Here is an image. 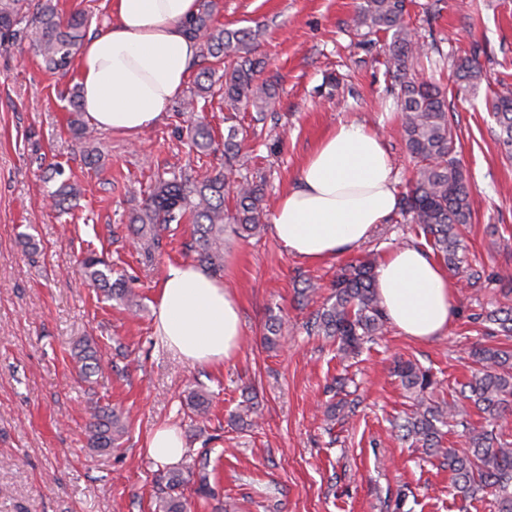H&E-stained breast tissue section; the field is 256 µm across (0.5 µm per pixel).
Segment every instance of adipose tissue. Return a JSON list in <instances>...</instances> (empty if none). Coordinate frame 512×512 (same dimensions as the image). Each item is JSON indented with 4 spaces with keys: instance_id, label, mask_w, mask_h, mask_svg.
Returning a JSON list of instances; mask_svg holds the SVG:
<instances>
[{
    "instance_id": "1",
    "label": "adipose tissue",
    "mask_w": 512,
    "mask_h": 512,
    "mask_svg": "<svg viewBox=\"0 0 512 512\" xmlns=\"http://www.w3.org/2000/svg\"><path fill=\"white\" fill-rule=\"evenodd\" d=\"M198 0H112V23L85 42L79 78L85 112L102 129L136 136L168 112L184 89L197 45L187 24ZM393 160L382 139L359 123L336 125L305 160L272 217L288 253L321 262L359 246L386 223L398 203ZM390 323L426 341L454 318V283L445 266L416 245L393 249L376 269ZM155 332L189 364H218L240 347L236 295L200 266H169L159 284ZM149 456L163 465L186 448L173 427L148 436Z\"/></svg>"
}]
</instances>
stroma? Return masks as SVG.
Instances as JSON below:
<instances>
[{
    "instance_id": "35a3bbf8",
    "label": "stroma",
    "mask_w": 512,
    "mask_h": 512,
    "mask_svg": "<svg viewBox=\"0 0 512 512\" xmlns=\"http://www.w3.org/2000/svg\"><path fill=\"white\" fill-rule=\"evenodd\" d=\"M363 0H216L215 26L257 31L263 76L279 81L276 128L247 138L242 171L263 181L264 207L274 213L305 158L337 124L376 131L394 163L396 191L413 167L399 132L396 98L385 60L391 36L360 44L347 23ZM408 22L425 51L443 52L431 78L455 86V60L480 45L483 79L476 94L450 97L458 156L475 200L465 246L484 276L470 284L454 275L456 317L447 335L428 341L389 328L354 359L306 323L331 293L337 270L371 252L416 243L412 225L392 215L355 249L310 262L288 253L271 231L224 235L225 286L237 296L242 341L235 356L193 366L154 334L159 282L172 264L194 262L190 227L172 225L161 251L145 255L130 219L153 188L157 170L220 167L218 153L191 148L194 121L224 138V102L196 98L188 80L180 98L137 136L95 130L75 138L68 127L78 64L66 74L46 71L27 38L0 44V512H155L154 479L162 472L147 455L149 434L177 427L186 442L181 467L210 454V495L194 485L187 512H496L495 498L462 502L451 475L420 450L398 440L391 422L410 405L393 373L397 359L430 369L435 399L450 398L470 377L472 352L484 342L476 316L512 308L502 275H512V157L493 130L488 101L512 87V0H412ZM196 98L195 110L185 101ZM76 200L56 206L61 184ZM111 260L141 307L130 310L85 280L77 266L87 253ZM319 286L297 303L303 279ZM288 326L279 346L263 344L270 317ZM102 350L93 385L77 382L71 351L82 337ZM349 377L353 414L327 421L326 387ZM211 395L208 419L187 404L192 389ZM254 396L256 414L233 416ZM112 404L127 416L121 448L88 446L92 404ZM404 501H397L399 489Z\"/></svg>"
}]
</instances>
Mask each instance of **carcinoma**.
Listing matches in <instances>:
<instances>
[{"instance_id": "cac0c4a2", "label": "carcinoma", "mask_w": 512, "mask_h": 512, "mask_svg": "<svg viewBox=\"0 0 512 512\" xmlns=\"http://www.w3.org/2000/svg\"><path fill=\"white\" fill-rule=\"evenodd\" d=\"M215 4L203 0L188 33L200 45L201 61L229 59L224 66V106L230 112L255 109L259 120L274 113L276 85L258 81L260 61L254 57V38L245 29L218 28L213 24ZM407 0H364L351 18V27L364 37L380 32L391 34L388 71L399 82L401 137L414 162L409 190L398 199L397 210L415 225L416 236L424 239L433 255L456 273L467 262L463 231L471 223L474 200L465 171L456 157L455 138L448 119V98L427 79L414 74L424 63V49L415 41L406 21ZM28 20L32 41L45 70L56 73L69 67L73 51L84 39L87 19L81 13L65 18L54 0H0V36ZM478 48L456 61V78L461 93L475 90L481 79ZM76 118L69 121L80 139L90 134L82 118L79 94L71 99ZM492 117L497 137L512 154V90L494 92ZM235 125L224 134V168L199 179L188 172L158 177L139 213L132 219L133 233L151 252L161 247L170 225H192L191 244L196 260L209 272L224 271V229L243 237L258 236L265 229L262 184L240 173L237 161L242 148ZM196 149L211 150L213 139L207 125L199 121L189 129ZM80 267L89 281L111 298L132 307L136 294L119 279L113 281L112 265L101 257L88 255ZM376 257L367 254L347 264L333 281L334 301L317 311L310 321V333L336 340L345 356L360 352L363 345L383 335L388 318L379 297L374 269ZM483 321L497 326L491 337H512V310H486ZM102 352L89 338L77 341L74 357L80 378L93 382L100 368ZM475 368L450 401L433 399L435 380L431 372L415 362L402 361L396 373L412 399V408L400 421L392 423L396 436L421 445L429 457L441 458L451 473L452 487L464 500L495 495L497 512H512V443L503 439L502 422L512 414V351L484 345L473 352ZM471 402L481 422L468 420L463 402ZM461 428L468 448L441 446V428ZM126 421L116 409L94 407L88 425L89 444L99 452L116 447L125 434ZM209 460L202 457L195 469L173 467L160 473L154 482L156 512H185L184 487L194 482L198 492L209 487Z\"/></svg>"}]
</instances>
